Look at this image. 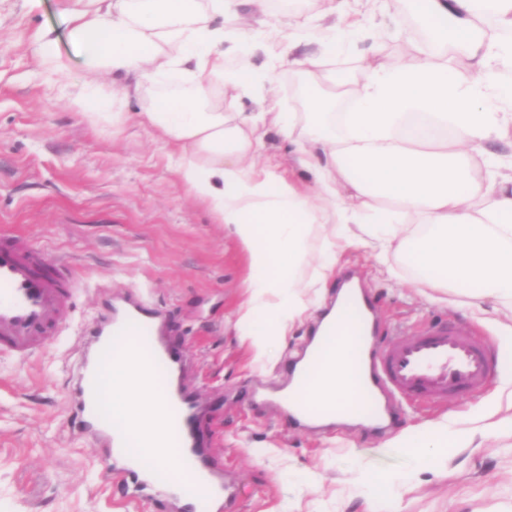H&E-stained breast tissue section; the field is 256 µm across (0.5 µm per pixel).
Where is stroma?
I'll use <instances>...</instances> for the list:
<instances>
[{"mask_svg": "<svg viewBox=\"0 0 512 512\" xmlns=\"http://www.w3.org/2000/svg\"><path fill=\"white\" fill-rule=\"evenodd\" d=\"M74 0H0V227L47 255L69 258L81 289L57 338L25 362L0 356V512H173L148 495L135 500L101 476V450L73 434L70 393L83 359L82 328L107 304L99 284L141 291L164 313L170 342L186 358V382L202 406L211 455L234 486L237 512H512V310L473 304L468 288L429 287L401 258L381 273L371 246L348 248L337 274L354 273L378 316V336L396 326L423 328L443 319L472 328L496 349L487 386L444 406L402 403L383 432L358 425L309 431L276 407L252 405L254 389L274 390L303 351L318 318L309 309L272 360L254 362L236 327L245 304L246 251L214 214L179 182L166 149L149 127L115 129L87 120L36 51L37 34L57 40L67 80L85 77L70 33ZM379 22L367 23L356 50L332 57L302 42L272 62L282 108L301 112L299 59L358 72L365 56L408 61V45ZM497 409L498 430L447 447L439 465L413 471L407 450L379 453L402 430L438 420L468 428ZM382 489L354 488L358 471Z\"/></svg>", "mask_w": 512, "mask_h": 512, "instance_id": "1", "label": "stroma"}]
</instances>
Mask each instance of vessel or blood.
Returning a JSON list of instances; mask_svg holds the SVG:
<instances>
[{
    "label": "vessel or blood",
    "mask_w": 512,
    "mask_h": 512,
    "mask_svg": "<svg viewBox=\"0 0 512 512\" xmlns=\"http://www.w3.org/2000/svg\"><path fill=\"white\" fill-rule=\"evenodd\" d=\"M67 264L64 257H48L26 240L0 231L1 355L24 361L55 337L79 285ZM340 333L352 351L350 404L339 408L330 401L311 402L302 380L288 396L263 393L260 401L295 408L292 421L297 425L341 413L362 415L380 426L396 420L397 400L445 401L482 390L489 379L487 342L450 323L432 324L415 334L399 328L385 345L373 346L376 315L367 300L349 303L343 316L328 326L319 349L309 354L310 372L322 369L324 351ZM81 334L85 362L72 391L73 427L104 448L106 475L125 489L157 491L178 503L181 512H200L209 505L230 512L234 489L205 453L197 396L183 382V352L164 337L161 310L141 295L126 293ZM121 346L137 352L144 373L163 393V439L174 451L176 471L158 466L152 476H145L132 462L133 435L113 419L102 397V371Z\"/></svg>",
    "instance_id": "vessel-or-blood-1"
}]
</instances>
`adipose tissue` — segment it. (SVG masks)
I'll return each instance as SVG.
<instances>
[{
	"instance_id": "adipose-tissue-1",
	"label": "adipose tissue",
	"mask_w": 512,
	"mask_h": 512,
	"mask_svg": "<svg viewBox=\"0 0 512 512\" xmlns=\"http://www.w3.org/2000/svg\"><path fill=\"white\" fill-rule=\"evenodd\" d=\"M252 20L214 24L242 2ZM70 14L87 77L70 100L91 122L124 125L128 98L143 97L173 70L193 85L153 98L140 118L172 149L181 184L206 205L248 254L247 301L237 327L254 360L271 358L290 325L307 310L306 291L325 288L339 252L371 239L393 251L435 288L472 287L471 297L512 301V174L492 152L473 150L512 132V0H382L383 23L405 10L420 18L429 38L411 60L390 65L369 59L343 75L305 57L316 79L303 112H283L271 72L224 63L226 53L249 54L271 45L288 55L294 43L322 40L331 55L353 50L358 24L318 30L311 18L276 19L268 0H76ZM121 77L105 96L102 75ZM253 96L254 112H228L220 87ZM349 111L334 113L338 99ZM285 137L302 132L296 161L312 188L287 177L280 164L256 165L267 128ZM416 227H408V218ZM322 262L309 272L310 240L321 225ZM349 350L337 339L328 350L314 400L344 405L352 399ZM135 357L113 361L105 396L113 418L142 434L136 452L148 462L167 451L155 438L162 427L160 393L139 376ZM469 430L441 424L402 432L389 449H414L417 467L434 466L441 448L465 442Z\"/></svg>"
}]
</instances>
